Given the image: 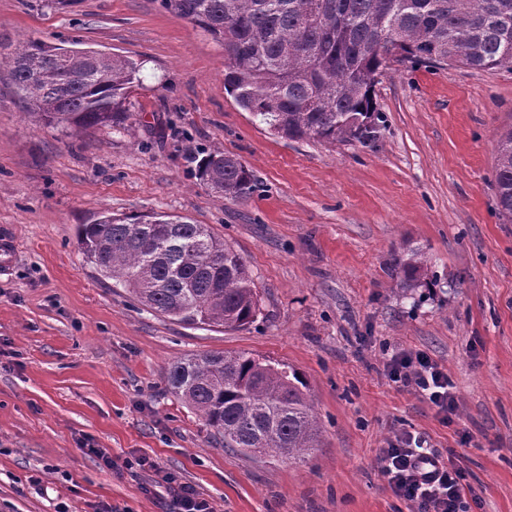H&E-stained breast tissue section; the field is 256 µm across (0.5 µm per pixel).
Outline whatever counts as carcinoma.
Instances as JSON below:
<instances>
[{"label": "carcinoma", "mask_w": 512, "mask_h": 512, "mask_svg": "<svg viewBox=\"0 0 512 512\" xmlns=\"http://www.w3.org/2000/svg\"><path fill=\"white\" fill-rule=\"evenodd\" d=\"M162 9L224 46V88L277 136L321 143L372 142L381 113L374 87L397 54L412 64L512 68V0H159ZM0 78L41 120L79 131L135 127L130 96L139 65L79 42L18 40L0 53ZM500 215L512 222V126L496 140ZM199 180L246 200L256 191L239 160L212 152ZM77 243L100 276L142 306L193 326L242 328L260 314L243 257L205 224L165 213H100ZM413 288L423 262L399 264ZM171 393L249 456L302 461L320 429L294 369L249 352L195 354L167 372Z\"/></svg>", "instance_id": "1"}]
</instances>
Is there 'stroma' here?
Instances as JSON below:
<instances>
[{
	"label": "stroma",
	"mask_w": 512,
	"mask_h": 512,
	"mask_svg": "<svg viewBox=\"0 0 512 512\" xmlns=\"http://www.w3.org/2000/svg\"><path fill=\"white\" fill-rule=\"evenodd\" d=\"M30 36L141 62L139 122L47 127L0 82V235L18 246L0 275V512H171L160 470L219 512H410L379 468L403 432L458 459L468 512H512V223L494 190L511 70L389 62L375 142L323 144L242 111L223 46L157 0H0V38ZM217 150L250 169V199L200 183ZM107 210L209 225L244 258L257 320L187 326L102 279L75 230ZM415 252L429 280L406 290L394 268ZM224 351L301 374L321 431L304 462L224 448L171 394V364ZM398 351L448 374L452 418L389 378Z\"/></svg>",
	"instance_id": "stroma-1"
}]
</instances>
